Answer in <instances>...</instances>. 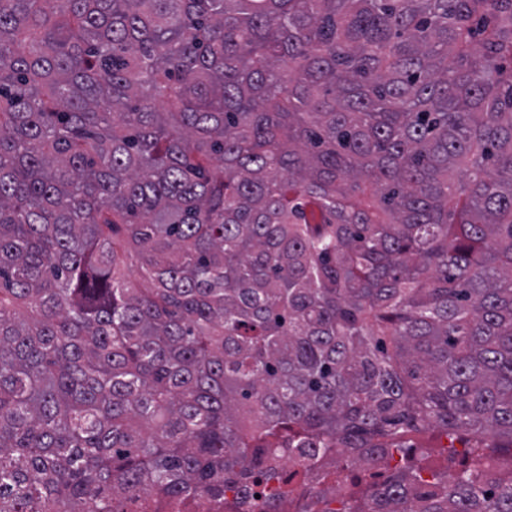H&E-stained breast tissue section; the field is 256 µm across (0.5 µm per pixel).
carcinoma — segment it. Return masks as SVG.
<instances>
[{
    "label": "carcinoma",
    "instance_id": "obj_1",
    "mask_svg": "<svg viewBox=\"0 0 512 512\" xmlns=\"http://www.w3.org/2000/svg\"><path fill=\"white\" fill-rule=\"evenodd\" d=\"M429 430L512 448V0H0V512ZM479 448L353 512H512Z\"/></svg>",
    "mask_w": 512,
    "mask_h": 512
}]
</instances>
